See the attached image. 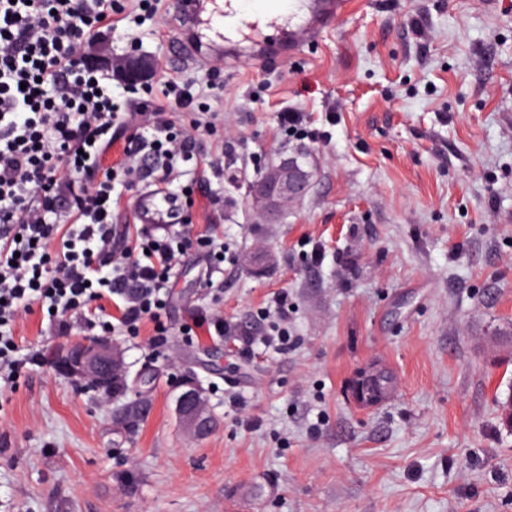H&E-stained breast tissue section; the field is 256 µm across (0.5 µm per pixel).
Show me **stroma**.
I'll return each instance as SVG.
<instances>
[{
    "mask_svg": "<svg viewBox=\"0 0 512 512\" xmlns=\"http://www.w3.org/2000/svg\"><path fill=\"white\" fill-rule=\"evenodd\" d=\"M157 3L113 13L91 51L123 109L148 77L155 101L176 80L219 113L186 164L188 229L223 236L228 259L181 258L160 341L114 333L128 378L154 376L137 425L52 365L19 367L0 389V512H512V348L490 339L512 336V0H350L297 56L246 49L212 88L172 63ZM289 154L311 188L261 223L245 189ZM280 291L287 351L215 333L220 316L263 335ZM15 334L43 356L91 336L36 309ZM376 364L398 388L363 409L350 384ZM188 371L217 421L202 439L175 413Z\"/></svg>",
    "mask_w": 512,
    "mask_h": 512,
    "instance_id": "1",
    "label": "stroma"
}]
</instances>
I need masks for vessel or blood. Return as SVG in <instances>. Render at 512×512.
I'll return each instance as SVG.
<instances>
[{
    "label": "vessel or blood",
    "mask_w": 512,
    "mask_h": 512,
    "mask_svg": "<svg viewBox=\"0 0 512 512\" xmlns=\"http://www.w3.org/2000/svg\"><path fill=\"white\" fill-rule=\"evenodd\" d=\"M237 0H177L179 36L173 45L175 58L197 64L213 48L230 42L232 34L255 33L269 23L279 26L281 40L295 48L318 40L330 21L341 15L346 0H262L260 12L238 8ZM179 198L146 188L137 207V220L159 229L181 223Z\"/></svg>",
    "instance_id": "vessel-or-blood-1"
}]
</instances>
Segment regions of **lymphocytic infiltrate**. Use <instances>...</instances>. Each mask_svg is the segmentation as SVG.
I'll use <instances>...</instances> for the list:
<instances>
[{"mask_svg":"<svg viewBox=\"0 0 512 512\" xmlns=\"http://www.w3.org/2000/svg\"><path fill=\"white\" fill-rule=\"evenodd\" d=\"M111 27L112 0H0V361L11 368L21 363L16 322L33 304L60 330L78 315L92 330L108 324L109 301L128 331L149 323L165 335L172 270L213 244L112 221L120 182H153L193 206L178 164L217 117L180 125L149 99L121 111L88 52ZM123 133L132 164L102 170ZM63 203L70 221L59 224Z\"/></svg>","mask_w":512,"mask_h":512,"instance_id":"f902f5d3","label":"lymphocytic infiltrate"}]
</instances>
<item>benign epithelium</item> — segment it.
I'll return each mask as SVG.
<instances>
[{
    "mask_svg": "<svg viewBox=\"0 0 512 512\" xmlns=\"http://www.w3.org/2000/svg\"><path fill=\"white\" fill-rule=\"evenodd\" d=\"M310 179V171L300 162L299 156L289 155L248 184L247 198L264 223L275 224L284 206L306 195ZM51 362L60 374L84 384L110 387L113 375L123 371L121 351L109 337H97L75 346H61L53 352ZM382 373L383 370L372 368L352 384V396L357 404L375 407L390 396L391 390L379 386ZM176 388L175 412L179 422L194 437L211 431L212 418L201 386L184 378Z\"/></svg>",
    "mask_w": 512,
    "mask_h": 512,
    "instance_id": "1",
    "label": "benign epithelium"
}]
</instances>
